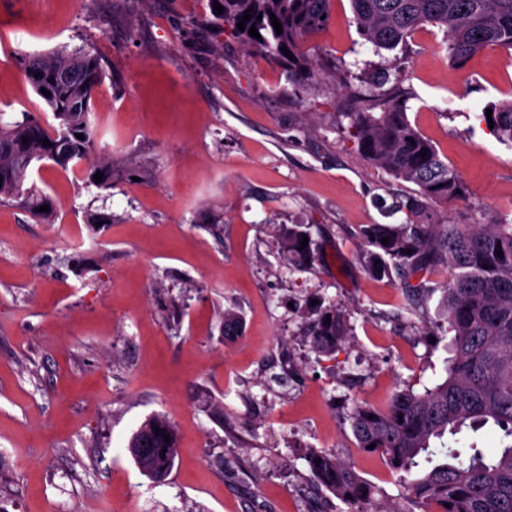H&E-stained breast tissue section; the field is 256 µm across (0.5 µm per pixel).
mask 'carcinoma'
<instances>
[{
	"instance_id": "1",
	"label": "carcinoma",
	"mask_w": 512,
	"mask_h": 512,
	"mask_svg": "<svg viewBox=\"0 0 512 512\" xmlns=\"http://www.w3.org/2000/svg\"><path fill=\"white\" fill-rule=\"evenodd\" d=\"M332 0H218L223 12L217 24L253 52L280 61L294 82H316L320 73L304 50L306 38L328 22ZM357 29L376 50L406 47L413 32L426 24L444 29L449 66L461 70L478 53L500 49L512 53V0H350ZM250 13L244 30L237 28ZM281 22L276 33L270 15ZM256 27L260 38L250 36ZM287 47L291 56L281 51ZM36 91L52 115L46 123L29 112L22 119L0 123V202H15L46 224L54 222L53 201L31 182L33 165L49 160L62 170L86 165L85 180L103 173L98 186L112 188L115 163L95 152L91 99L104 78L98 57L88 50L60 47L21 59ZM39 77H34V74ZM493 128L512 142V100L491 107ZM349 132L362 160L384 169L396 180L416 186L404 208L401 224H366L358 236L370 248L369 271L385 276L396 270L408 303L416 305L432 291L429 276L448 272L443 283L452 353L447 377L422 392L404 389L386 410L357 404L348 415L357 447L381 454L401 473L411 498L436 505L438 512H512V224H447L431 216L438 200H462L467 188L442 160L433 143L407 119L400 95H368L345 113ZM83 135L84 139L77 138ZM51 145L46 146L42 141ZM426 155H421V152ZM48 205L50 210L38 208ZM310 236L303 224L282 229L281 252L298 266L311 267L315 253L301 247ZM388 239V244L381 243ZM502 254H496V251ZM242 318L224 311V335L236 336ZM312 346L336 351L350 334L341 309L330 305L308 318ZM493 423L506 444L474 449L466 461L445 444L446 433ZM169 441H164V436ZM128 452L152 481L166 480L177 454L174 426L162 415L148 418L133 433ZM454 462H446V458ZM306 461L317 483L350 505H364L371 486L348 463L319 452ZM450 507H445V504Z\"/></svg>"
}]
</instances>
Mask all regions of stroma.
I'll return each instance as SVG.
<instances>
[{
  "label": "stroma",
  "instance_id": "1",
  "mask_svg": "<svg viewBox=\"0 0 512 512\" xmlns=\"http://www.w3.org/2000/svg\"><path fill=\"white\" fill-rule=\"evenodd\" d=\"M214 22L213 0H0V120L45 113L21 56L88 49L106 72L91 103L97 149L116 160L108 189L47 162L33 172L54 223L0 204L6 512H308L312 451L355 467L371 512H421L399 473L358 448L348 414L445 378L446 274L414 310L397 275L368 272L355 230L404 222L414 186L361 159L345 113L351 93L410 91L409 122L468 189L434 203V218L512 222V143L482 118L512 99V56L488 50L452 70L428 24L378 52L350 0H333L309 46L347 83L313 87ZM291 224L308 227L312 268L276 247ZM315 300L348 314L336 352L311 347ZM156 414L178 445L161 484L127 450Z\"/></svg>",
  "mask_w": 512,
  "mask_h": 512
}]
</instances>
